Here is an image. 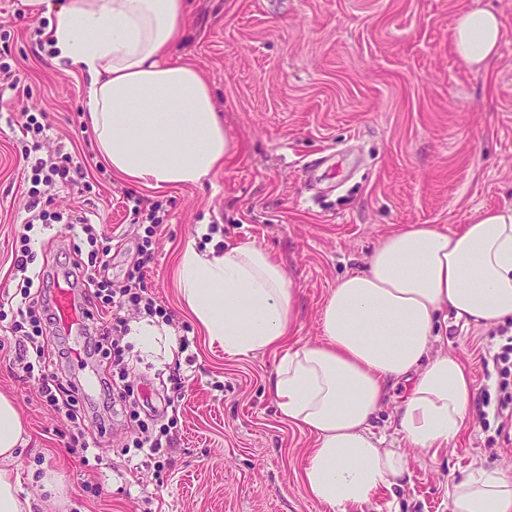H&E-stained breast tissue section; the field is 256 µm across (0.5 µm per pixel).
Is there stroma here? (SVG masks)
Segmentation results:
<instances>
[{"label":"stroma","mask_w":512,"mask_h":512,"mask_svg":"<svg viewBox=\"0 0 512 512\" xmlns=\"http://www.w3.org/2000/svg\"><path fill=\"white\" fill-rule=\"evenodd\" d=\"M502 23L497 55L471 70L451 47V26L468 9ZM25 0H0L17 90L0 96V294L17 290L16 243L31 239V270L70 268L82 240L66 224H26L31 171L19 157L27 114L45 113L51 141L40 157L70 156L86 181L51 189L49 211H66L111 237L110 276L135 273L143 225L127 197L161 202L169 213L154 237L145 286L174 313L169 338L186 353L154 364L122 340L127 377L102 408L111 364L64 360L63 379L83 389L95 443L83 466L67 451L73 423L22 377L11 337L0 332V394L12 397L28 443L13 462L36 512H329L306 493L308 434L282 424L269 393L279 362L267 350L230 357L210 345L183 305L175 271L200 224L226 244L265 247L284 266L299 299L294 340L320 341L321 310L339 277L361 270L391 231L409 224L450 228L486 210L512 208V0H189L187 32L175 58L200 68L233 144L223 171L202 187L155 192L130 186L90 155L83 119L84 77L61 71ZM494 328L452 327L448 348L473 383L475 344ZM186 375L178 413L166 411L172 374ZM404 385L390 389L372 421L387 447L402 451L411 480L382 489L362 512H450L454 477L478 465L512 478V445H488L468 424L447 448H414L396 430ZM171 426L172 463L157 466L126 450L135 433ZM53 472L63 498L40 481Z\"/></svg>","instance_id":"35a3bbf8"}]
</instances>
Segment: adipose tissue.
<instances>
[{
  "instance_id": "obj_1",
  "label": "adipose tissue",
  "mask_w": 512,
  "mask_h": 512,
  "mask_svg": "<svg viewBox=\"0 0 512 512\" xmlns=\"http://www.w3.org/2000/svg\"><path fill=\"white\" fill-rule=\"evenodd\" d=\"M47 17L59 66L86 79L84 118L113 174L152 190L199 186L224 164L231 142L211 87L173 61L185 38L187 0H27ZM501 22L471 9L451 27L455 52L481 69L498 52ZM209 225L182 252L180 295L226 354L282 356L270 382L279 419L313 436L302 482L331 512H359L410 472L371 422L394 384L409 388L397 431L412 447L441 449L467 426L473 387L450 351L433 353L440 319L490 327L512 319V209L484 211L456 229L411 224L385 236L363 270L339 279L323 307L322 344L289 345L296 292L271 253L221 246ZM12 399L0 394V512H33L6 463L24 442ZM450 512H512V479L472 468L449 489Z\"/></svg>"
}]
</instances>
